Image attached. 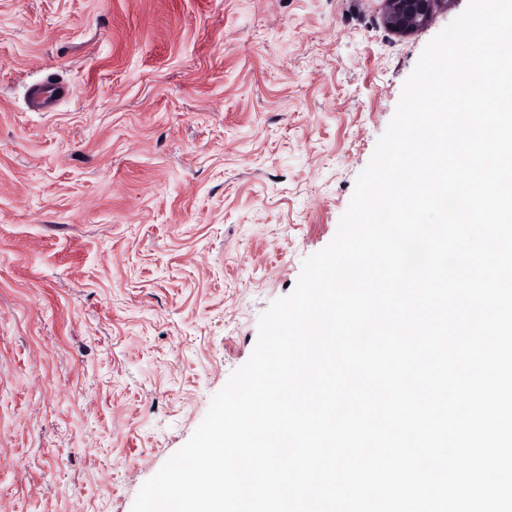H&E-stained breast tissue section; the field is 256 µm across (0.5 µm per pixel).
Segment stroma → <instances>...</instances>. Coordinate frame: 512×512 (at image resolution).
<instances>
[{
  "mask_svg": "<svg viewBox=\"0 0 512 512\" xmlns=\"http://www.w3.org/2000/svg\"><path fill=\"white\" fill-rule=\"evenodd\" d=\"M467 4L0 0V512H132ZM450 0H384V21L393 32L406 34L426 25Z\"/></svg>",
  "mask_w": 512,
  "mask_h": 512,
  "instance_id": "35a3bbf8",
  "label": "stroma"
}]
</instances>
